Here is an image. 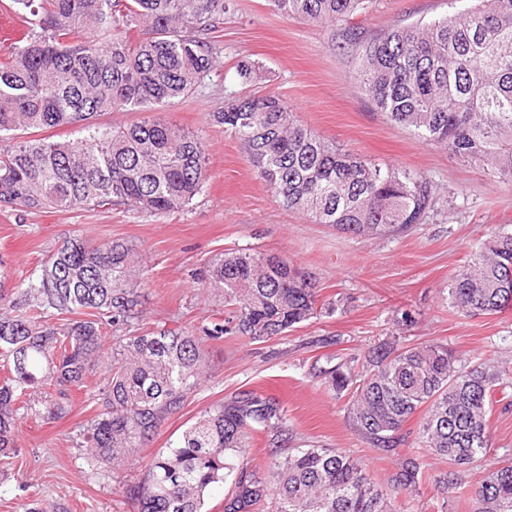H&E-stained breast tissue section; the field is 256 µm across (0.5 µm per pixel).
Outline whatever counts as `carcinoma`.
Masks as SVG:
<instances>
[{
	"mask_svg": "<svg viewBox=\"0 0 512 512\" xmlns=\"http://www.w3.org/2000/svg\"><path fill=\"white\" fill-rule=\"evenodd\" d=\"M277 13L334 26L374 0H267ZM26 19L0 54V135L27 137L0 151V206L124 208L164 216L180 211L208 181L201 141L156 112L194 96L219 63L217 33L229 0H11ZM359 59V91L391 123L443 145L512 183V0H483L429 22L397 25L364 40L346 34ZM244 83L260 66L236 63ZM101 112H151L126 126L101 127ZM236 138L257 178L290 210L355 237L391 236L422 224L436 195L422 175L380 168L295 120L276 94L236 98L213 113ZM74 126L77 143L34 138ZM232 317L214 325L264 342L317 314L310 275L288 258L252 249L214 256L200 278ZM144 274L136 249L120 240L66 241L26 279L17 296L0 294V456L15 453L18 412L48 419L67 412L70 388L85 386L99 361L104 328L123 332L112 346L101 395L105 410L83 434L82 459L94 474L119 477L129 457L184 406L205 374L204 337L142 331ZM448 297L466 314L512 306V232L498 231L451 278ZM77 314L62 325L48 320ZM336 394L350 392L349 417L386 454L408 437L448 459L437 479L446 494L465 484L487 454L494 388L512 373L458 359L442 343L374 349L363 375L325 372ZM270 437L269 475L250 466L251 433ZM285 413L271 398L242 394L217 406L153 458L121 493L137 512H203L205 497L227 483L224 512H394L392 495L354 457L329 448H287ZM417 456L404 457L393 489L421 483ZM473 512H512V458L481 484Z\"/></svg>",
	"mask_w": 512,
	"mask_h": 512,
	"instance_id": "cac0c4a2",
	"label": "carcinoma"
}]
</instances>
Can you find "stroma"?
Returning <instances> with one entry per match:
<instances>
[{"mask_svg": "<svg viewBox=\"0 0 512 512\" xmlns=\"http://www.w3.org/2000/svg\"><path fill=\"white\" fill-rule=\"evenodd\" d=\"M456 8L455 0H376L352 24L369 39ZM220 47L224 65L206 78L202 91L162 113L202 141L209 169L203 193L162 217L123 209L0 208V292H15L71 238L120 239L135 246L145 270L140 326L205 336L225 317L223 300L199 283L208 259L243 248L288 257L312 276L333 311L265 342L236 334L207 339L204 381L137 449L124 470L126 480L138 481L157 451L205 411L250 392L280 402L292 446L344 451L381 485H389L400 457L420 455L425 478L396 492V512H471L478 487L498 460L512 456V387L507 399L490 407L487 455L470 465L464 486L447 500L435 484L447 473V460L419 453L412 441L388 457L370 448L352 427L346 398L333 395L323 373L342 363L363 371L372 350L385 343L401 348L431 342L446 344L465 362L512 371V309L466 315L448 299L449 281L469 254L495 229L512 225V184L379 113L358 89V63L342 27L282 16L266 0H234ZM244 56L262 64L261 81L241 83L234 65ZM255 92L279 93L299 124L344 151L423 175L438 193L434 211L400 235L356 238L284 208L257 179L237 141L212 120L225 100ZM106 366L99 361L85 388L72 391L63 417L21 415L15 430L19 455L0 468V512H26L35 499L45 512L59 503L68 512H136L114 482L86 472L76 446L81 426L103 409Z\"/></svg>", "mask_w": 512, "mask_h": 512, "instance_id": "stroma-1", "label": "stroma"}]
</instances>
